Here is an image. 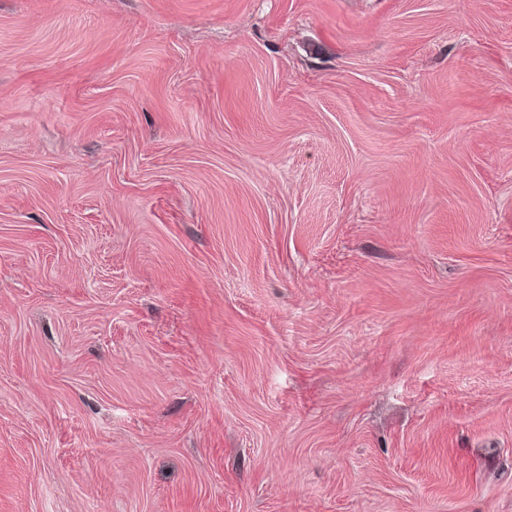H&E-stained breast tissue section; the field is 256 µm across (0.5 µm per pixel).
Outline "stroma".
I'll use <instances>...</instances> for the list:
<instances>
[{
    "label": "stroma",
    "mask_w": 512,
    "mask_h": 512,
    "mask_svg": "<svg viewBox=\"0 0 512 512\" xmlns=\"http://www.w3.org/2000/svg\"><path fill=\"white\" fill-rule=\"evenodd\" d=\"M0 512H512V0H0Z\"/></svg>",
    "instance_id": "1"
}]
</instances>
